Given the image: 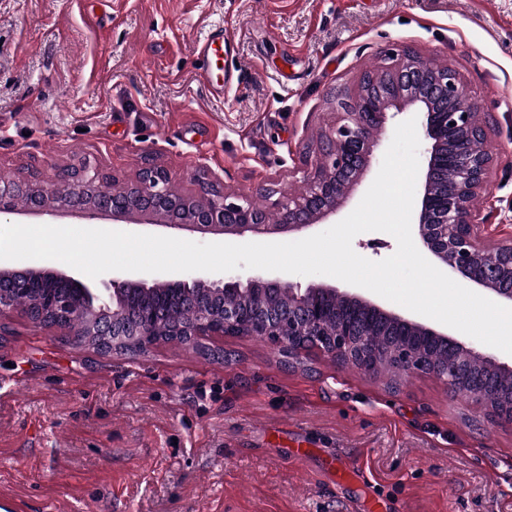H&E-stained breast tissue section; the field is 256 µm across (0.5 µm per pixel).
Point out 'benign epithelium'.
I'll return each instance as SVG.
<instances>
[{"instance_id":"1","label":"benign epithelium","mask_w":512,"mask_h":512,"mask_svg":"<svg viewBox=\"0 0 512 512\" xmlns=\"http://www.w3.org/2000/svg\"><path fill=\"white\" fill-rule=\"evenodd\" d=\"M396 103L420 105L427 147L416 210L417 234L425 256L465 286L512 304V245L486 249L472 208L492 161L477 103L467 95L454 70L435 66L410 50L389 54L387 61L362 77L356 93L336 98V127L320 142L319 162L307 176L303 192L297 196L285 193L275 201L280 211L278 224L266 223L265 212L249 199H232L213 184H202L194 195H173L166 171L154 164L145 167L133 183L111 181L105 193L97 190L102 173L87 162L61 169L52 189L35 174L1 179L0 214L18 212L14 202L22 199L25 205L19 212L44 221L61 214L86 219L109 213L120 218L138 214L155 217L167 228L199 229L222 236L299 231L336 214L369 167L375 132L383 128L388 107ZM34 281L65 283L68 288L50 291L36 306L20 304V297ZM151 284L173 287L180 299L195 307L193 324L176 332V340L184 344L198 336H261L290 352L313 347L365 373L376 371L378 352L364 340L358 325L341 321L330 330L323 324L325 303L336 300L375 314L403 336H424L448 349V360L431 370L399 345L390 354L398 372L429 370L447 387L456 389L476 383L472 373L477 368L508 387L512 385V364L500 362L494 354L444 329L387 310L357 293L341 292L326 284L303 288L281 277L244 280L231 272L219 278L191 272L175 278L112 277L102 292L65 274L18 271L0 263V315L18 310L36 325L63 330L81 309L91 313L90 335L107 342L111 351H123L130 333L149 335L151 316L144 313L130 319L127 302L135 289L147 290ZM256 284L269 288L272 296L288 290L292 298L288 312L248 315ZM227 292L239 297L238 303L215 311L212 302Z\"/></svg>"}]
</instances>
